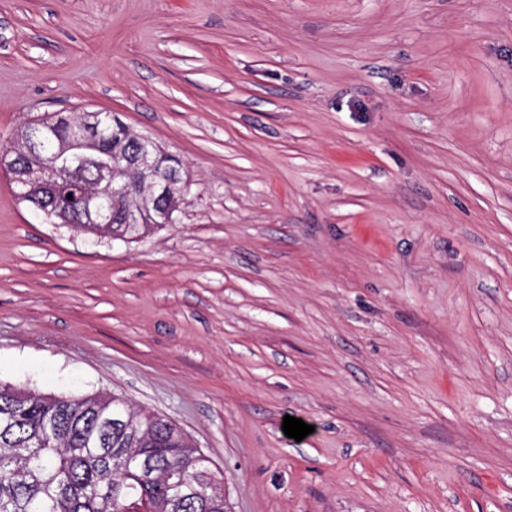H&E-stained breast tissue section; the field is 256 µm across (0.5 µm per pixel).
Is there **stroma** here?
I'll use <instances>...</instances> for the list:
<instances>
[{"instance_id": "stroma-1", "label": "stroma", "mask_w": 512, "mask_h": 512, "mask_svg": "<svg viewBox=\"0 0 512 512\" xmlns=\"http://www.w3.org/2000/svg\"><path fill=\"white\" fill-rule=\"evenodd\" d=\"M59 112L189 187L125 243L0 172V383L167 417L232 512H512V0H0V146Z\"/></svg>"}]
</instances>
